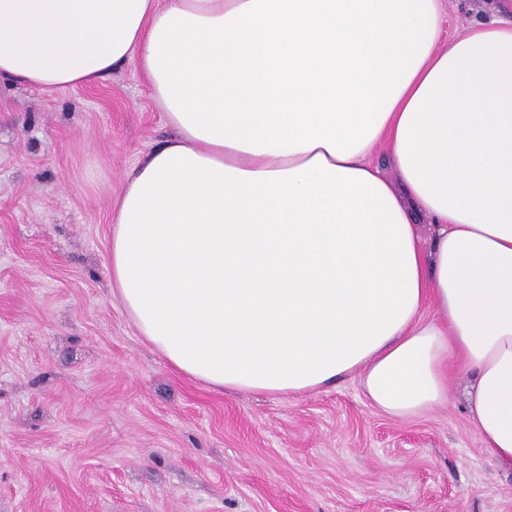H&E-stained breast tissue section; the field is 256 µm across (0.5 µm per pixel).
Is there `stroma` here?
Returning a JSON list of instances; mask_svg holds the SVG:
<instances>
[{"label": "stroma", "mask_w": 512, "mask_h": 512, "mask_svg": "<svg viewBox=\"0 0 512 512\" xmlns=\"http://www.w3.org/2000/svg\"><path fill=\"white\" fill-rule=\"evenodd\" d=\"M446 35L512 0H445ZM172 131L134 66L0 87V512H512L468 413L403 420L360 374L297 395L217 392L148 345L112 290L111 218Z\"/></svg>", "instance_id": "1"}]
</instances>
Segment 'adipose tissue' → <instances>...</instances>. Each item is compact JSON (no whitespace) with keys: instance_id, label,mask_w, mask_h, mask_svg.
Masks as SVG:
<instances>
[{"instance_id":"ef3b65f1","label":"adipose tissue","mask_w":512,"mask_h":512,"mask_svg":"<svg viewBox=\"0 0 512 512\" xmlns=\"http://www.w3.org/2000/svg\"><path fill=\"white\" fill-rule=\"evenodd\" d=\"M443 12L0 0V84L145 76L176 135L118 198L110 275L175 370L272 394L357 372L374 406L409 418L447 402L453 359L475 375L465 401L485 447L512 470V22L445 45Z\"/></svg>"}]
</instances>
